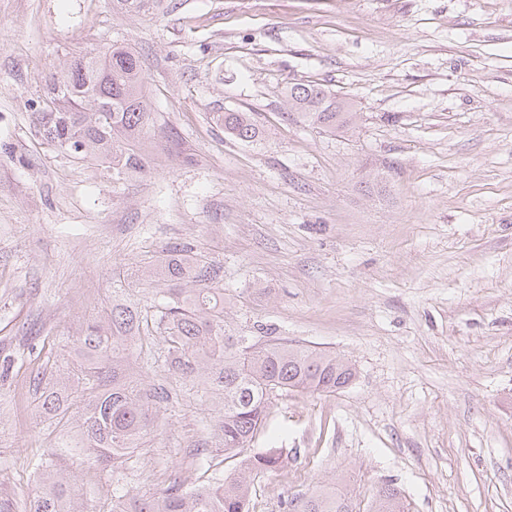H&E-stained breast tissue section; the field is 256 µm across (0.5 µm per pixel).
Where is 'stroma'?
Wrapping results in <instances>:
<instances>
[{"label": "stroma", "instance_id": "1", "mask_svg": "<svg viewBox=\"0 0 512 512\" xmlns=\"http://www.w3.org/2000/svg\"><path fill=\"white\" fill-rule=\"evenodd\" d=\"M118 45L141 61L157 124L141 170L44 145L53 77ZM317 82L356 112L346 133L290 114ZM252 113L250 142L216 116ZM191 248L224 267L229 321L260 322L355 371L334 393L273 400L251 449H287L249 512L336 484L367 508L394 481L409 512H512V0H0V494L36 464L112 512V474L81 463L75 424L36 409L30 375L113 297L149 310L132 272ZM161 337L131 376L170 390L123 484L231 474L199 388Z\"/></svg>", "mask_w": 512, "mask_h": 512}]
</instances>
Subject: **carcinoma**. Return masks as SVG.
I'll return each mask as SVG.
<instances>
[{
    "label": "carcinoma",
    "instance_id": "obj_1",
    "mask_svg": "<svg viewBox=\"0 0 512 512\" xmlns=\"http://www.w3.org/2000/svg\"><path fill=\"white\" fill-rule=\"evenodd\" d=\"M138 57L115 47L111 72L101 73L98 57L72 60L46 91V110L37 113L45 144L81 161L96 160L117 174L143 166L142 141L154 125L142 94ZM288 103L302 122L325 131H348L356 113L348 111L320 84L288 86ZM224 132L250 141L258 127L247 112L218 115ZM147 286L164 285L163 301L155 306L163 336L168 372L189 381L212 397L218 407L219 447L238 457L234 473L217 472L187 488L169 485L158 495L141 498L120 487L112 489L115 512H249L255 478L284 463L283 449L271 446L242 454L260 433L272 399L292 390L334 393L355 377L352 367L335 355L294 345L264 324L252 333L235 334L226 320L223 267L209 257L175 250L133 273ZM142 312L119 299L104 317L82 324L76 343L82 361L68 367L70 402L46 382L47 372L33 376L34 402L56 424L76 419L80 427L82 462L114 473L124 469L147 432L149 405L169 395L148 393L132 380L125 362L144 339ZM307 512H356L351 498L322 486L309 499ZM0 512H85L70 482L43 473L39 489L19 503L0 497ZM367 512H406L393 484L379 490Z\"/></svg>",
    "mask_w": 512,
    "mask_h": 512
}]
</instances>
